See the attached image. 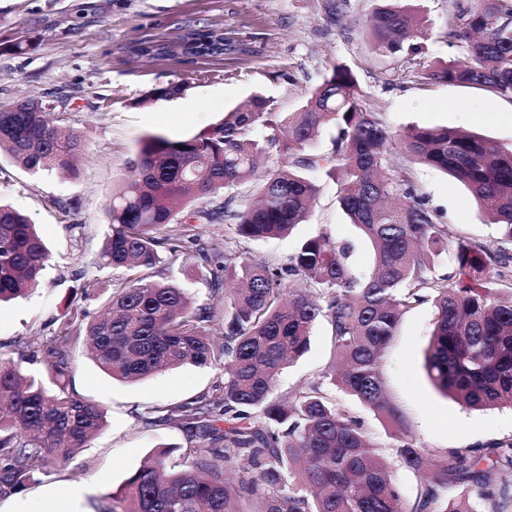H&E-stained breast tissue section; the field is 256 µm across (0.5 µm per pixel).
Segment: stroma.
<instances>
[{"label": "stroma", "instance_id": "obj_1", "mask_svg": "<svg viewBox=\"0 0 512 512\" xmlns=\"http://www.w3.org/2000/svg\"><path fill=\"white\" fill-rule=\"evenodd\" d=\"M339 2L341 10L332 20L324 0H0V103L39 100L59 124L86 141L70 177L33 173L0 154V200L31 217L52 254L32 295L0 305V351L32 356L29 372L43 373L36 357L60 332L70 305L84 304L94 316L104 310L113 281L124 276L96 262L108 230L105 208L127 174L126 160L147 134L176 141L211 132L225 112L255 93L272 99L276 111H300L308 91L338 63L354 71L367 107L396 133L410 126H448L512 148V99L462 84H425L416 76L419 67L463 59L462 48L444 32L473 0H412L423 21L424 51L413 62L395 64L372 54L364 30L379 0ZM206 24L223 28L229 46L224 55L182 63L138 60L127 51L131 44L171 41ZM27 38L34 42L28 53L7 50V43ZM388 67L397 72L390 83L383 75ZM174 84L184 85V92L150 100L154 89ZM390 162L408 167L419 194L454 237L494 246L492 226L461 184L435 168L408 162L398 148ZM319 184L307 223L286 238L244 242L250 257L287 260L300 240L324 228L353 244L350 261L357 270L370 268L371 249L339 209L335 182L323 177ZM157 276L187 288L195 304L215 300L210 272L193 253L165 254ZM435 319L432 302L410 309L384 355L383 383L399 422L343 394L338 402L385 447L404 435L433 454L511 439L512 410L465 411L430 382L424 364ZM84 349L83 341L74 342L69 389L104 408L105 428L65 468L23 492L0 497L1 507L18 504L25 512H38L49 489L68 484L88 488L87 512H107L112 492L160 446L170 447L169 465L188 456L186 433L164 418V409L217 395L224 381L220 368L186 364L128 383L102 372ZM333 359L330 327L318 322L308 352L280 376L276 396L288 397L318 379Z\"/></svg>", "mask_w": 512, "mask_h": 512}]
</instances>
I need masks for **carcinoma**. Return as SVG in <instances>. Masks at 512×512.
Instances as JSON below:
<instances>
[{"label":"carcinoma","instance_id":"1","mask_svg":"<svg viewBox=\"0 0 512 512\" xmlns=\"http://www.w3.org/2000/svg\"><path fill=\"white\" fill-rule=\"evenodd\" d=\"M367 29L383 59L408 61L422 49L416 15L394 3L379 6ZM446 37L463 44L465 59L426 68L420 79L512 97V0H477ZM224 46L223 30L204 25L175 41L135 44L131 53L208 57L224 54ZM326 130L330 148L320 151ZM395 141L462 183L494 226V250L457 240L463 280L435 275L436 260L448 252V225L406 169L387 165ZM84 146L38 100L0 105V151L28 170L72 173ZM275 154L291 156L288 169L270 167ZM126 165L133 177L107 204L109 231L97 260L126 271L113 282L112 313L91 319L86 309L70 308L43 376L0 353L1 495L66 466L106 424L104 409L68 386L69 328L83 323L93 362L125 382L184 364L224 371L222 397L166 409V419L196 441L187 459L174 467L155 456L112 493L108 512H512V441L435 455L407 436L385 451L324 388L399 419L385 399L380 360L401 315L431 297L437 319L425 367L433 386L468 409L512 408V292L491 287L493 277L512 282V149L448 128L415 127L397 140L366 107L351 68L336 65L300 112L283 116L256 96L209 133L179 141L145 136ZM315 173L337 184L341 210L372 248L371 271L354 269L352 246L324 229L285 262L241 250L246 240L284 237L306 221L319 193ZM245 185L254 195L241 194ZM204 196L217 202L194 207ZM166 224L180 225V237H156ZM200 224L227 227L224 246L201 241ZM162 248L195 251L215 294L225 275L242 287L217 305L197 306L186 289L149 275ZM50 260L29 217L0 204V302L33 290ZM320 319L331 327L341 367L276 399L280 374L307 352ZM219 324L224 345L215 348L207 327ZM238 461L231 480L227 468ZM395 464L429 475L411 510Z\"/></svg>","mask_w":512,"mask_h":512}]
</instances>
